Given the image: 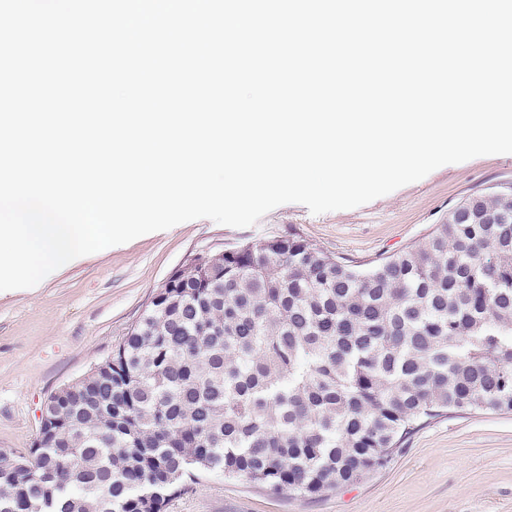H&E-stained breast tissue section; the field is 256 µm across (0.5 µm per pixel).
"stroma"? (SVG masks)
<instances>
[{
	"label": "stroma",
	"instance_id": "obj_1",
	"mask_svg": "<svg viewBox=\"0 0 512 512\" xmlns=\"http://www.w3.org/2000/svg\"><path fill=\"white\" fill-rule=\"evenodd\" d=\"M505 183L512 154L476 157L356 208L314 215L288 203L247 228L196 219L79 257L35 287L0 291V450L31 448L50 394L110 358L157 289L196 255L293 234L366 266L423 244L460 202ZM164 512H512V412L428 420L385 467L313 498L198 472Z\"/></svg>",
	"mask_w": 512,
	"mask_h": 512
}]
</instances>
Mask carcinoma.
Returning <instances> with one entry per match:
<instances>
[{
	"instance_id": "cac0c4a2",
	"label": "carcinoma",
	"mask_w": 512,
	"mask_h": 512,
	"mask_svg": "<svg viewBox=\"0 0 512 512\" xmlns=\"http://www.w3.org/2000/svg\"><path fill=\"white\" fill-rule=\"evenodd\" d=\"M55 421L0 512H163L194 471L320 496L447 411H512V187L366 269L290 235L193 260Z\"/></svg>"
}]
</instances>
